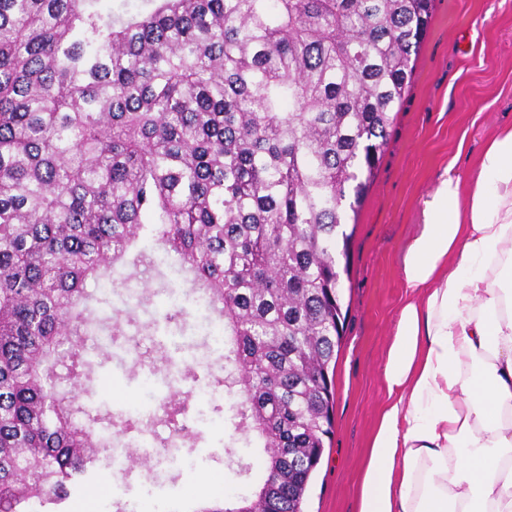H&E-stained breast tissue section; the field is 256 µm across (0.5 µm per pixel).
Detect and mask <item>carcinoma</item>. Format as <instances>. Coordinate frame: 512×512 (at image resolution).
<instances>
[{
  "mask_svg": "<svg viewBox=\"0 0 512 512\" xmlns=\"http://www.w3.org/2000/svg\"><path fill=\"white\" fill-rule=\"evenodd\" d=\"M102 2L0 0V512L62 500L109 448L75 403L96 363L71 323L95 335L87 283L150 252L224 321L227 421L267 453L259 512H303L333 435L343 204L433 0ZM185 409H164L176 434Z\"/></svg>",
  "mask_w": 512,
  "mask_h": 512,
  "instance_id": "1",
  "label": "carcinoma"
}]
</instances>
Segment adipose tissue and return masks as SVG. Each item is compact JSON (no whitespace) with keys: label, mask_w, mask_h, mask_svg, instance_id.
Instances as JSON below:
<instances>
[{"label":"adipose tissue","mask_w":512,"mask_h":512,"mask_svg":"<svg viewBox=\"0 0 512 512\" xmlns=\"http://www.w3.org/2000/svg\"><path fill=\"white\" fill-rule=\"evenodd\" d=\"M403 273L357 512H512V126L439 180Z\"/></svg>","instance_id":"adipose-tissue-1"}]
</instances>
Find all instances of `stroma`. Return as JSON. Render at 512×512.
Here are the masks:
<instances>
[{
	"label": "stroma",
	"mask_w": 512,
	"mask_h": 512,
	"mask_svg": "<svg viewBox=\"0 0 512 512\" xmlns=\"http://www.w3.org/2000/svg\"><path fill=\"white\" fill-rule=\"evenodd\" d=\"M512 124V0H434L433 14L416 56L409 93L390 131L373 183L356 213L346 214L351 235L350 273L344 281L345 333L334 370V434L304 502V512H356L366 453L378 410L386 397L383 379L394 323L406 288L402 267L406 249L422 222L423 201L445 168L462 182L489 136ZM147 273L127 290L111 294L115 306L133 309L139 323L157 333L144 336L128 327L109 345V357L90 392L79 404L111 415L112 448L99 455L92 483H75L68 499L38 512H93L101 497L114 512L148 493L167 512H199L220 500L253 494L265 465L260 448L228 451L223 425L226 375L224 349L212 334L217 321L196 304L170 317L171 298L137 296ZM189 398L188 437L171 435L163 408ZM157 417V438L123 433L121 422L135 409ZM137 451L131 468L114 457Z\"/></svg>",
	"instance_id": "35a3bbf8"
}]
</instances>
